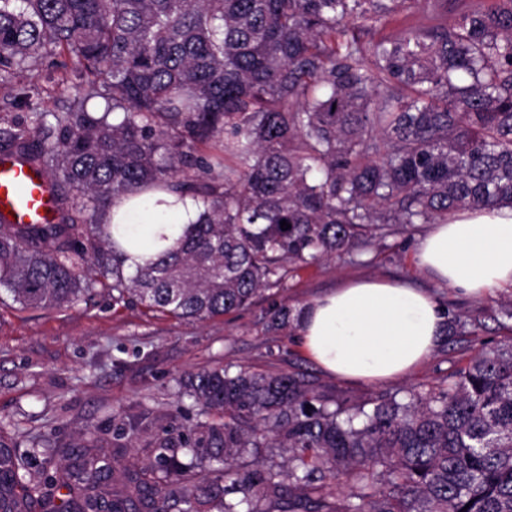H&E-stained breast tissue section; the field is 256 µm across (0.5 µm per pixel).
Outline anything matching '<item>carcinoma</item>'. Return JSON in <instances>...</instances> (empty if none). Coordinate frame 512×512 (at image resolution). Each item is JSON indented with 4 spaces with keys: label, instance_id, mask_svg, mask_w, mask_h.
Masks as SVG:
<instances>
[{
    "label": "carcinoma",
    "instance_id": "cac0c4a2",
    "mask_svg": "<svg viewBox=\"0 0 512 512\" xmlns=\"http://www.w3.org/2000/svg\"><path fill=\"white\" fill-rule=\"evenodd\" d=\"M409 2L0 0L1 78L65 53L106 91L102 112H32L0 133V153L52 179L60 214L0 220V291L55 309L90 300L101 276L114 303L181 320L263 296L267 324L286 329V265L458 208L512 207V0L397 38L356 33ZM145 189L203 210L177 247L129 274L108 216ZM185 388L224 421L199 423L192 442L159 438L149 472L66 448L70 467L38 480L36 450L0 434V512H171L172 500L180 512H512V344L368 410L223 367ZM270 447L288 453L286 469L241 470L249 449ZM181 448L206 485L169 488L187 469ZM56 488L67 490L57 506Z\"/></svg>",
    "mask_w": 512,
    "mask_h": 512
}]
</instances>
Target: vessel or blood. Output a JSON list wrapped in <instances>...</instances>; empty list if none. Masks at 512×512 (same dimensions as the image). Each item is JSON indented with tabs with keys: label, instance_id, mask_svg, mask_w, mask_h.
I'll return each instance as SVG.
<instances>
[{
	"label": "vessel or blood",
	"instance_id": "b4317fda",
	"mask_svg": "<svg viewBox=\"0 0 512 512\" xmlns=\"http://www.w3.org/2000/svg\"><path fill=\"white\" fill-rule=\"evenodd\" d=\"M17 224H47L57 219L49 177L21 155H0V214Z\"/></svg>",
	"mask_w": 512,
	"mask_h": 512
}]
</instances>
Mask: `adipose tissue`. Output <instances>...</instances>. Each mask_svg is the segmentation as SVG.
Wrapping results in <instances>:
<instances>
[{
    "label": "adipose tissue",
    "mask_w": 512,
    "mask_h": 512,
    "mask_svg": "<svg viewBox=\"0 0 512 512\" xmlns=\"http://www.w3.org/2000/svg\"><path fill=\"white\" fill-rule=\"evenodd\" d=\"M201 202L149 191L127 196L109 220L125 266L136 269L196 222ZM419 269L454 294L478 298L512 286V208L461 210L419 238ZM445 307L399 281L352 280L301 305L295 330L307 355L349 382L381 384L415 370L445 335Z\"/></svg>",
    "instance_id": "adipose-tissue-1"
}]
</instances>
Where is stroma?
<instances>
[{
	"instance_id": "stroma-1",
	"label": "stroma",
	"mask_w": 512,
	"mask_h": 512,
	"mask_svg": "<svg viewBox=\"0 0 512 512\" xmlns=\"http://www.w3.org/2000/svg\"><path fill=\"white\" fill-rule=\"evenodd\" d=\"M480 0H415L394 19L366 23L364 39L397 35L433 13L451 21ZM36 87L37 95L24 91ZM88 90V78L66 54L33 64L0 90V128L30 111L59 112ZM415 230L321 264L295 269L279 299L295 309L322 291L355 278L399 279L426 289L446 307L448 332L411 374L384 384L333 377L309 360L295 329L272 331L268 304L205 320H179L138 304L114 303L98 287L91 302L40 310L0 294V434L21 449L33 441L82 448L98 443L128 465L153 463L164 434L190 435L198 422L221 413L183 396V376L215 366L303 378L314 394L368 404L382 394H406L439 385L481 350L512 339V320L493 312L512 307V287L482 299H459L422 274L415 261Z\"/></svg>"
}]
</instances>
